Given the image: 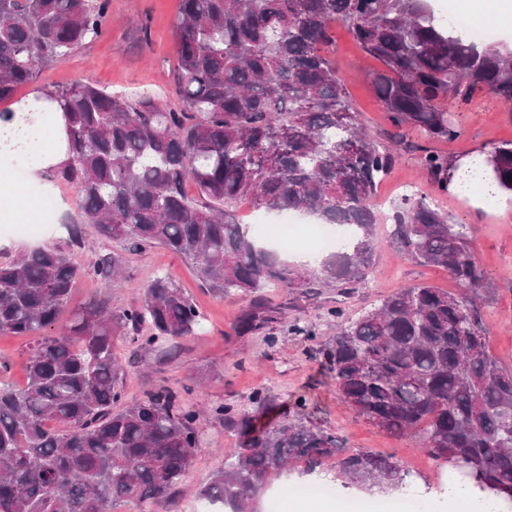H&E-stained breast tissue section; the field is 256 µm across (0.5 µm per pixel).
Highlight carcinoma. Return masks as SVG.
Instances as JSON below:
<instances>
[{"mask_svg":"<svg viewBox=\"0 0 512 512\" xmlns=\"http://www.w3.org/2000/svg\"><path fill=\"white\" fill-rule=\"evenodd\" d=\"M110 0H0V103L107 31ZM342 23L383 64L374 93L398 130L452 141L462 129L448 102L487 90L512 105V49L461 37L430 0H181L174 24L183 109L158 99L132 103L89 80L49 93L66 120L69 160L56 182L78 206L63 245L0 261V335L32 336L26 384L0 386V512H110L168 498L189 470L201 437L199 410L159 385L122 403L120 339L142 351L197 334L201 316L168 272L139 303L115 307L103 292L73 310L52 335L75 279L71 260L86 229L140 252L161 247L196 264L220 296L251 298L233 326L246 336L274 321L258 290L351 294L370 273L378 242L372 198L392 170L395 148L419 153L426 178L448 192L447 156L364 131L336 63L325 53ZM489 186L512 194V142L483 159ZM192 182L198 198L185 189ZM255 210L314 218L350 230L347 244L314 267L283 259L236 220ZM389 245L448 273L461 293L400 288L345 322L321 350L341 402L393 435L416 437L435 459L479 487L482 501L512 508V372L490 354L478 302L493 292L470 248L472 229L453 224L424 194L396 203ZM123 258L99 255L93 274L108 289ZM250 406L213 409L234 433L224 468L199 490L224 512H261L270 485L292 464L336 459L346 484L390 491L409 470L369 452L344 454L341 439L305 417L306 403L266 419L262 390Z\"/></svg>","mask_w":512,"mask_h":512,"instance_id":"1","label":"carcinoma"}]
</instances>
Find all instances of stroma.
Instances as JSON below:
<instances>
[{
  "instance_id": "obj_1",
  "label": "stroma",
  "mask_w": 512,
  "mask_h": 512,
  "mask_svg": "<svg viewBox=\"0 0 512 512\" xmlns=\"http://www.w3.org/2000/svg\"><path fill=\"white\" fill-rule=\"evenodd\" d=\"M179 6L180 0H110L107 32L64 59L43 67L30 83L18 88L16 100L85 78L115 95L133 100L146 94L181 109L173 77L177 45L172 34ZM332 35L334 42L327 53L339 69L354 110L371 138L390 142L393 127L367 79L368 73L380 69V62L360 49L345 26L335 25ZM448 111L461 124L462 135L453 142L434 143L433 148L451 160L512 141V107L490 93H478L465 104L450 103ZM406 183L428 194L454 223H471L470 212L459 198L437 191L424 177L416 155L400 152L391 175L379 185L374 199L381 217L376 228L380 245L365 285L348 298L330 288L317 294L265 289V303L281 309L282 316L270 323L264 333L231 337V326L247 306V299L216 296L201 283L191 262L160 248L126 255L127 280L122 287L112 289L114 306L138 303L143 288L157 273L168 272L193 300L204 320L198 335L184 338L168 354L140 353L128 343L117 350L116 356L126 369L122 381L124 402L144 399L164 379L176 385L192 384V392L185 396L191 404L243 405L254 389L262 387L272 397L276 411L283 412L302 396L307 400L309 416L338 435L348 450L390 457L409 469V484L421 491L438 490L444 483V461H422L415 437L392 435L344 406L317 358L318 350L336 331L331 309H343L346 317L353 318L399 288L417 284L457 293L458 288L447 273L408 260L387 243L390 224L385 216L401 197V187ZM53 195L62 208L53 215L52 231L25 240L17 235L14 225L0 223V260L66 240L63 223L67 214L75 212L77 197L65 187L54 188ZM473 225L472 251L494 286L492 298L480 303L481 318L488 330L492 355L501 367L512 370V202L504 206L497 202L487 204L478 223ZM118 249L117 243L87 231L84 248L73 255L74 262L83 270L73 290V304L101 291V282L90 272L92 264L100 253ZM294 320L308 329V336L289 334L288 326ZM269 332L278 338L272 347L265 341ZM32 342L29 336H0V360L8 364L7 372L0 374V382L25 384ZM198 429L203 444L178 486L176 505L154 503L143 511L136 504L118 502L113 512H201L203 501L198 491L214 472L223 468L224 450L233 444L234 438L225 431L222 421L212 416L200 419Z\"/></svg>"
}]
</instances>
